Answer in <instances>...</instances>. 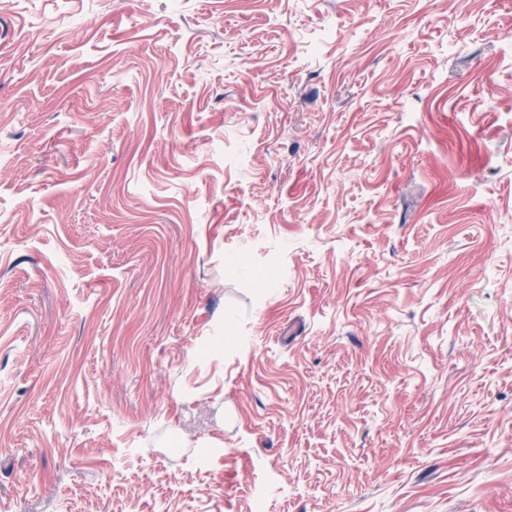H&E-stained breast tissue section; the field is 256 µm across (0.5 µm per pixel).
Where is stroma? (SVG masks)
I'll return each instance as SVG.
<instances>
[{
  "mask_svg": "<svg viewBox=\"0 0 512 512\" xmlns=\"http://www.w3.org/2000/svg\"><path fill=\"white\" fill-rule=\"evenodd\" d=\"M0 512H512V0H0Z\"/></svg>",
  "mask_w": 512,
  "mask_h": 512,
  "instance_id": "obj_1",
  "label": "stroma"
}]
</instances>
